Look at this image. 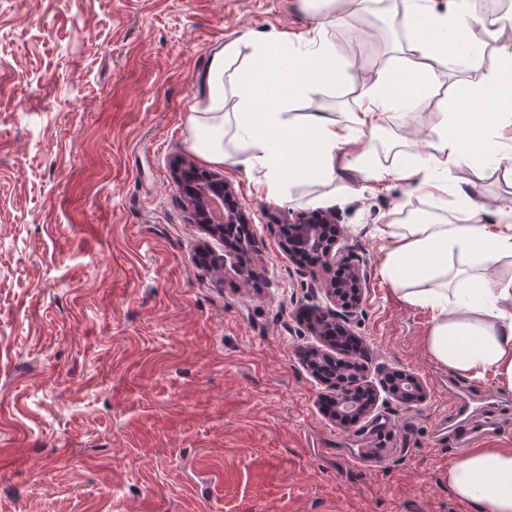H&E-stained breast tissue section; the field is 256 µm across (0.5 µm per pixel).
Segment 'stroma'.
I'll return each instance as SVG.
<instances>
[{
  "instance_id": "35a3bbf8",
  "label": "stroma",
  "mask_w": 512,
  "mask_h": 512,
  "mask_svg": "<svg viewBox=\"0 0 512 512\" xmlns=\"http://www.w3.org/2000/svg\"><path fill=\"white\" fill-rule=\"evenodd\" d=\"M305 23L294 0H0V512H471L448 486L460 400H495L486 445L512 449V391L436 364L431 313L381 274L376 229L431 210L421 192L361 195L344 171L272 201L224 164L259 275L220 284L195 261L171 163L210 58ZM400 25L361 15L328 39L373 72ZM327 210L368 262L348 332L369 380L427 390L353 427L324 414L333 390L305 359L326 274L278 231ZM399 380V388L389 391L394 400L405 404L423 402L426 399V386L423 379L414 373H396Z\"/></svg>"
}]
</instances>
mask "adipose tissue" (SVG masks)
<instances>
[{
    "mask_svg": "<svg viewBox=\"0 0 512 512\" xmlns=\"http://www.w3.org/2000/svg\"><path fill=\"white\" fill-rule=\"evenodd\" d=\"M371 2L297 0L310 20L303 31L274 29L215 50L187 144L208 163L253 174L258 192L278 201L293 186L312 178L330 184L344 170L358 173L364 192L398 181L423 190L432 211L378 229L390 243L383 274L403 302L432 312L424 346L435 363L471 379L493 374L512 390V206H499L496 223H485V204L450 185L454 173L493 170L512 188V13L487 16L475 0H447L442 11L433 0H401L406 42L396 64L360 80L326 34ZM490 42L498 65L486 72L481 48ZM245 46L251 61L241 67ZM442 69L482 71L471 96L491 104V114L452 112L440 100L427 135L400 136L392 161L376 160L380 133L406 127ZM339 84L359 87L355 110L340 117L325 108ZM461 208L466 219L458 224L450 215ZM448 485L475 512H512V450H471L449 464Z\"/></svg>",
    "mask_w": 512,
    "mask_h": 512,
    "instance_id": "adipose-tissue-1",
    "label": "adipose tissue"
}]
</instances>
